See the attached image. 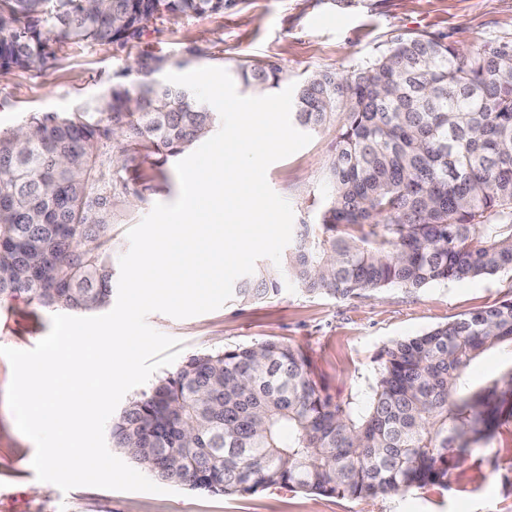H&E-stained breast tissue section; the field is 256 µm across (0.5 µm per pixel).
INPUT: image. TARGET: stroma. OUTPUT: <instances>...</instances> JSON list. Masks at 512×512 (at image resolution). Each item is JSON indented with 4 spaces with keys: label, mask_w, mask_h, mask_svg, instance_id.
Wrapping results in <instances>:
<instances>
[{
    "label": "stroma",
    "mask_w": 512,
    "mask_h": 512,
    "mask_svg": "<svg viewBox=\"0 0 512 512\" xmlns=\"http://www.w3.org/2000/svg\"><path fill=\"white\" fill-rule=\"evenodd\" d=\"M429 34L470 49L490 40H512V0H235L224 14L205 19L167 18L150 24L136 48L108 45L64 48L31 71H0V130L30 112H68L98 99L106 82L131 67L141 53L168 57L189 69L273 61L296 83L316 70L346 74L385 50L397 36ZM201 56L185 60L187 47ZM334 132L313 134L296 153L271 164L270 187L287 200L295 223H315L317 205L331 187L325 170ZM154 191L126 223L112 227L115 255L129 248L127 230L156 203L177 199L174 164L157 169L143 162ZM512 294V273L435 283L411 292L390 288L351 300L308 296L292 284L271 300L227 302L217 310L176 319L153 313L148 324L182 342L183 355L278 340L300 347L317 380L356 412L368 407L380 352L393 341L417 336L462 314ZM52 312L21 299L0 300V347L33 348L50 330ZM10 362L0 356V512H512V423L500 428L484 453L448 472V483L404 494L351 499L302 490L267 488L246 496H223L176 487L174 493L127 492L81 486L61 491L38 481L31 461L35 445L16 427L6 402Z\"/></svg>",
    "instance_id": "35a3bbf8"
}]
</instances>
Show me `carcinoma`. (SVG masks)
<instances>
[{
  "label": "carcinoma",
  "mask_w": 512,
  "mask_h": 512,
  "mask_svg": "<svg viewBox=\"0 0 512 512\" xmlns=\"http://www.w3.org/2000/svg\"><path fill=\"white\" fill-rule=\"evenodd\" d=\"M231 3L0 0V69L28 70L68 45L133 46L152 21L222 15ZM167 65L141 55L104 105L30 112L0 131V298L76 312L109 303L112 225L151 190L136 161L160 169L219 126L189 89L155 78ZM235 76L253 93L288 82L274 62L243 61ZM291 119L308 133L334 127L333 191L317 223L298 225L281 267L256 266L233 299L263 302L290 282L347 300L512 271V41L463 52L402 35L348 75L302 78ZM503 346L512 295L396 340L360 416L288 343L197 352L112 419L110 442L161 481L224 496L279 486L357 499L444 485L512 415V363L469 377Z\"/></svg>",
  "instance_id": "carcinoma-1"
}]
</instances>
